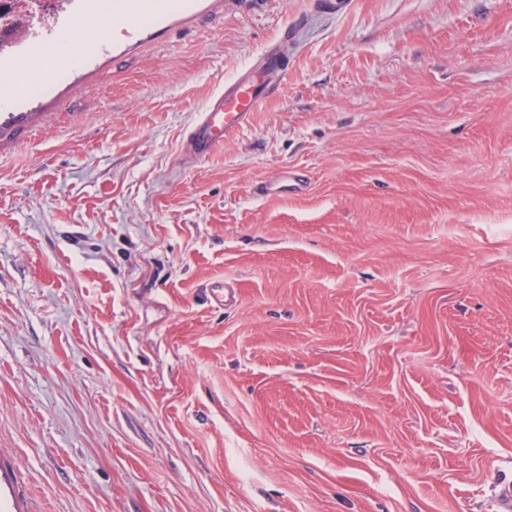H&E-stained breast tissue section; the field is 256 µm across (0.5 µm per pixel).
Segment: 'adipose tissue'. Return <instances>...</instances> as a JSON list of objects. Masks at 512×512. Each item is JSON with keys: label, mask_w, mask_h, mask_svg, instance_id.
<instances>
[{"label": "adipose tissue", "mask_w": 512, "mask_h": 512, "mask_svg": "<svg viewBox=\"0 0 512 512\" xmlns=\"http://www.w3.org/2000/svg\"><path fill=\"white\" fill-rule=\"evenodd\" d=\"M105 23L97 30H75L66 34L52 48L37 58L25 72L19 73L10 69L0 70V101L11 102L21 96L29 86L48 81L52 77L51 62L60 55L66 54L73 59H81L86 53L92 51L98 41L102 40L112 29V5L105 0L101 6Z\"/></svg>", "instance_id": "1"}]
</instances>
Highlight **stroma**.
<instances>
[{
  "instance_id": "35a3bbf8",
  "label": "stroma",
  "mask_w": 512,
  "mask_h": 512,
  "mask_svg": "<svg viewBox=\"0 0 512 512\" xmlns=\"http://www.w3.org/2000/svg\"><path fill=\"white\" fill-rule=\"evenodd\" d=\"M0 457L34 512H494L512 0H197L0 103ZM288 71V55L279 44L260 54L215 93L185 134L183 163L196 161L250 125L257 106L276 95Z\"/></svg>"
}]
</instances>
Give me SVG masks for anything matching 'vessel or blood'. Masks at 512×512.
I'll return each instance as SVG.
<instances>
[{
  "label": "vessel or blood",
  "instance_id": "obj_1",
  "mask_svg": "<svg viewBox=\"0 0 512 512\" xmlns=\"http://www.w3.org/2000/svg\"><path fill=\"white\" fill-rule=\"evenodd\" d=\"M180 0H112L113 13L125 16V24L112 30L116 40H131L140 33L143 18H157L182 11ZM288 71V56L280 45L260 54L234 79L215 93L197 121L185 134L183 162L196 161L250 125L257 106L276 95Z\"/></svg>",
  "mask_w": 512,
  "mask_h": 512
}]
</instances>
